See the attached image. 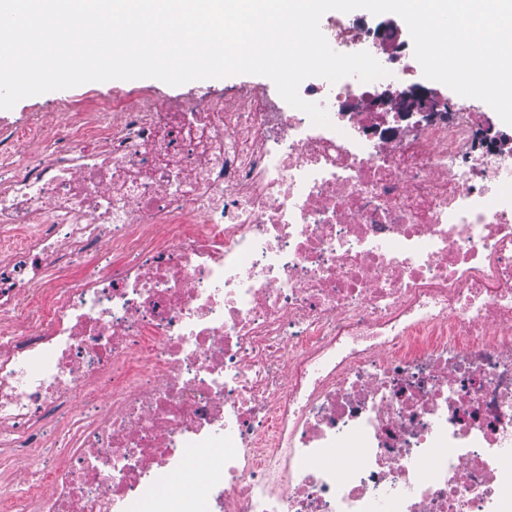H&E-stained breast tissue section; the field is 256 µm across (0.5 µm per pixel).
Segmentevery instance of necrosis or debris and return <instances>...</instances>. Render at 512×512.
I'll return each instance as SVG.
<instances>
[{"label": "necrosis or debris", "mask_w": 512, "mask_h": 512, "mask_svg": "<svg viewBox=\"0 0 512 512\" xmlns=\"http://www.w3.org/2000/svg\"><path fill=\"white\" fill-rule=\"evenodd\" d=\"M383 66L0 120V512H512V138ZM414 83H419L427 88ZM408 85L410 86L407 87ZM405 86L407 88L397 97V103L401 110L399 114L402 120H406L415 114H420L425 119L433 118V113L427 112L433 111L438 97L430 89H435L440 97L458 99L456 93L444 84L426 79L420 65H417L415 80L407 82Z\"/></svg>", "instance_id": "4bbe7bcc"}]
</instances>
